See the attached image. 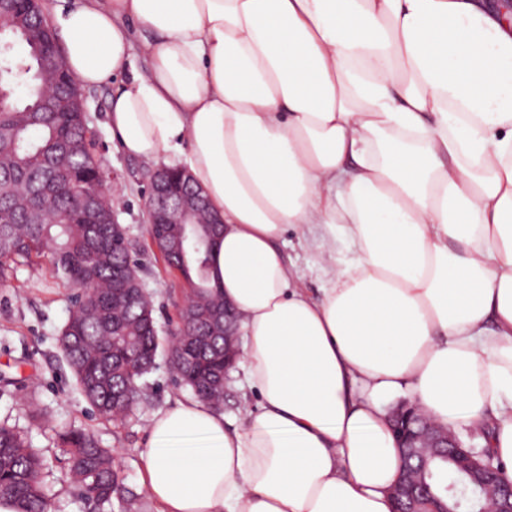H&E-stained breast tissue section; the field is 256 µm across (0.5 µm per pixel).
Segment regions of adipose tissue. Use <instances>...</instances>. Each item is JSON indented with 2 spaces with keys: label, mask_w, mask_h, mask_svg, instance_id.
Wrapping results in <instances>:
<instances>
[{
  "label": "adipose tissue",
  "mask_w": 512,
  "mask_h": 512,
  "mask_svg": "<svg viewBox=\"0 0 512 512\" xmlns=\"http://www.w3.org/2000/svg\"><path fill=\"white\" fill-rule=\"evenodd\" d=\"M66 68L179 153L224 222L213 280L258 397L158 411V512H392L387 400L481 433L512 483V14L486 0H76ZM153 39L134 47L128 25ZM147 73L132 71L134 50ZM325 228L311 296L280 242Z\"/></svg>",
  "instance_id": "obj_1"
}]
</instances>
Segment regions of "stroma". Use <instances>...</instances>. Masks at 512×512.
<instances>
[{"mask_svg":"<svg viewBox=\"0 0 512 512\" xmlns=\"http://www.w3.org/2000/svg\"><path fill=\"white\" fill-rule=\"evenodd\" d=\"M114 85L85 87L81 95L96 141L102 166L117 181L112 193L119 199L118 220L131 243L141 282L151 293L153 315L160 339H167L178 323L188 286L167 269L152 247L145 210L148 164L126 155L108 126L109 100ZM322 227L285 235L283 249L304 274V285L317 292L321 276L314 253L306 242L320 238ZM75 290L54 276L48 260L16 265L11 278L0 283V423L24 431L33 448L46 459L44 487L53 512H157L141 482V455L149 440L155 413L174 401L191 398L189 388L176 385L166 351H159L153 369L141 379L139 404L119 424L103 420L79 389L67 366L59 334L67 321ZM257 398L245 381L243 365H236L224 391L221 411L228 427L241 425ZM92 432L101 447L111 449L123 487L110 504L87 503L78 485L66 476L67 463L58 446V435L70 427Z\"/></svg>","mask_w":512,"mask_h":512,"instance_id":"35a3bbf8","label":"stroma"}]
</instances>
